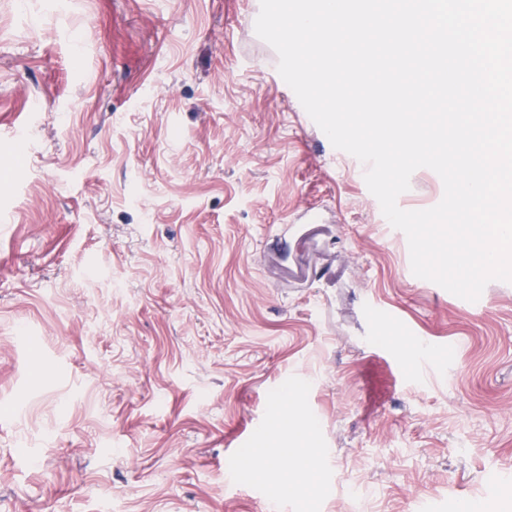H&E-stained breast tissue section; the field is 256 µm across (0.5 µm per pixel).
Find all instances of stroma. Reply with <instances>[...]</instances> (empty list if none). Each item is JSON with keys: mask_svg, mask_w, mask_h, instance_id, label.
Segmentation results:
<instances>
[{"mask_svg": "<svg viewBox=\"0 0 512 512\" xmlns=\"http://www.w3.org/2000/svg\"><path fill=\"white\" fill-rule=\"evenodd\" d=\"M259 11L0 0V512H512L487 493L512 472V283L473 310L413 275ZM443 194L421 168L397 203ZM392 338L410 372L428 346L419 384ZM244 445L274 467L232 490Z\"/></svg>", "mask_w": 512, "mask_h": 512, "instance_id": "1", "label": "stroma"}]
</instances>
